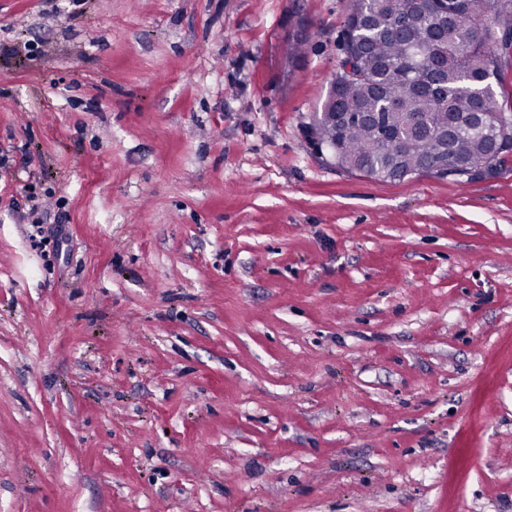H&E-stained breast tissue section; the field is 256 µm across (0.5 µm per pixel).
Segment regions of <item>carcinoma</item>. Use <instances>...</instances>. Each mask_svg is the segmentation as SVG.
Segmentation results:
<instances>
[{
    "label": "carcinoma",
    "mask_w": 512,
    "mask_h": 512,
    "mask_svg": "<svg viewBox=\"0 0 512 512\" xmlns=\"http://www.w3.org/2000/svg\"><path fill=\"white\" fill-rule=\"evenodd\" d=\"M501 32H512V0H354L343 29L351 68L336 69L321 106L336 123L313 121L307 136L382 181L426 174L465 186L500 174L512 153V44ZM409 43L438 72L430 95L415 90ZM301 51L295 33L288 72Z\"/></svg>",
    "instance_id": "obj_1"
}]
</instances>
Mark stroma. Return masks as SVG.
Wrapping results in <instances>:
<instances>
[{
  "instance_id": "1",
  "label": "stroma",
  "mask_w": 512,
  "mask_h": 512,
  "mask_svg": "<svg viewBox=\"0 0 512 512\" xmlns=\"http://www.w3.org/2000/svg\"><path fill=\"white\" fill-rule=\"evenodd\" d=\"M55 2L0 0V512H512V159L318 153L353 0Z\"/></svg>"
}]
</instances>
